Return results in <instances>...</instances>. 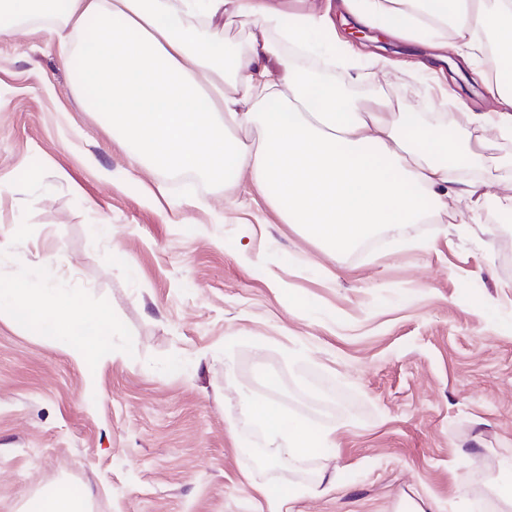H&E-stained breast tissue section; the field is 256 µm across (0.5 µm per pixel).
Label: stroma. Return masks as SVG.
I'll return each mask as SVG.
<instances>
[{"label":"stroma","mask_w":512,"mask_h":512,"mask_svg":"<svg viewBox=\"0 0 512 512\" xmlns=\"http://www.w3.org/2000/svg\"><path fill=\"white\" fill-rule=\"evenodd\" d=\"M351 95L480 137L417 68L433 48L337 22ZM46 22L0 31V281L79 293L119 325L87 369L0 311V512L63 486L89 512H512L488 484L512 459V138L471 160L488 196L334 254L283 222L249 176L220 186L138 166L79 98ZM389 59L377 67L378 59ZM470 109L493 103L441 62ZM336 431L254 465L241 393ZM336 492L295 496L317 477Z\"/></svg>","instance_id":"35a3bbf8"}]
</instances>
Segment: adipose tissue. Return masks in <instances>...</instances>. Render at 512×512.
Returning a JSON list of instances; mask_svg holds the SVG:
<instances>
[{"label":"adipose tissue","mask_w":512,"mask_h":512,"mask_svg":"<svg viewBox=\"0 0 512 512\" xmlns=\"http://www.w3.org/2000/svg\"><path fill=\"white\" fill-rule=\"evenodd\" d=\"M0 0V15L59 19L72 30L94 26L80 63L81 94L114 134L153 169L192 171L211 183L250 175L285 223L341 253L376 229L398 232L429 214L463 223L485 198L483 185L458 171L512 136V0H344L358 24L431 46L441 57H483V32L498 35L484 87L494 108L468 111L456 95L445 109L465 113L492 138L459 148L454 137L396 112L376 97L363 103L318 70L290 66L293 50L312 58L311 33L336 24L310 0ZM249 30L225 42L221 17ZM256 131L246 144L242 131ZM26 327L65 337L77 357L107 356L117 331L77 294L0 283V306ZM274 456L299 457L336 445L335 430L287 416L275 402L242 395Z\"/></svg>","instance_id":"adipose-tissue-1"}]
</instances>
